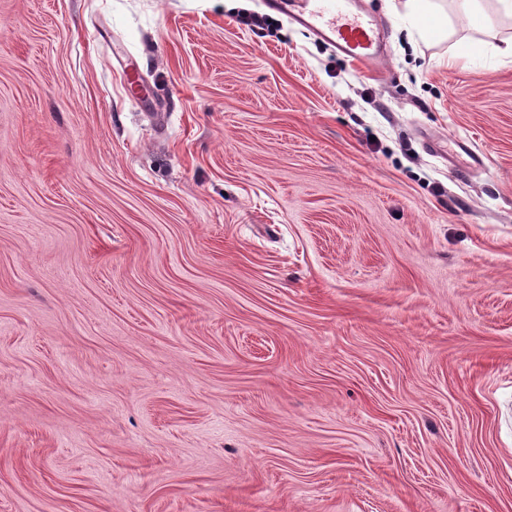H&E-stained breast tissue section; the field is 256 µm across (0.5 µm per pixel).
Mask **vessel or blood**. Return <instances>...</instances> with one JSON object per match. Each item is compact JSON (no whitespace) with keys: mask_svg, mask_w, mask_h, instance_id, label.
I'll list each match as a JSON object with an SVG mask.
<instances>
[{"mask_svg":"<svg viewBox=\"0 0 512 512\" xmlns=\"http://www.w3.org/2000/svg\"><path fill=\"white\" fill-rule=\"evenodd\" d=\"M266 5L333 43L363 70L378 72L385 53V30L360 0H266Z\"/></svg>","mask_w":512,"mask_h":512,"instance_id":"1","label":"vessel or blood"}]
</instances>
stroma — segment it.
Segmentation results:
<instances>
[{"mask_svg": "<svg viewBox=\"0 0 512 512\" xmlns=\"http://www.w3.org/2000/svg\"><path fill=\"white\" fill-rule=\"evenodd\" d=\"M364 2L0 0V512H512V18ZM269 9L336 46L363 70L376 73L385 53V30L358 0H266ZM412 10L421 17L429 20V31L431 34H438L444 27L445 18L438 11L433 0H407Z\"/></svg>", "mask_w": 512, "mask_h": 512, "instance_id": "obj_1", "label": "stroma"}]
</instances>
